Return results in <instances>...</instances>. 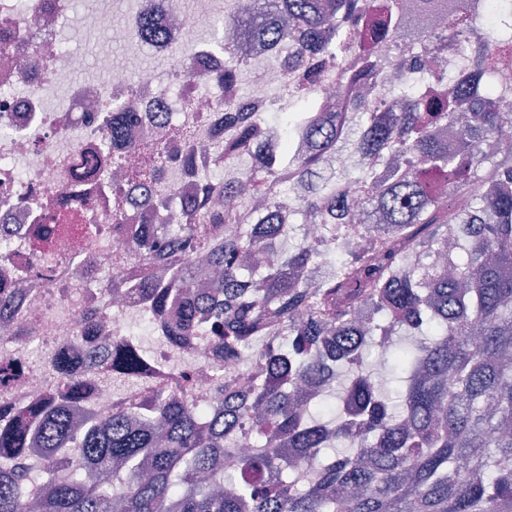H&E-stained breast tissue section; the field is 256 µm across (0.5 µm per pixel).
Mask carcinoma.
Instances as JSON below:
<instances>
[{"instance_id":"cac0c4a2","label":"carcinoma","mask_w":512,"mask_h":512,"mask_svg":"<svg viewBox=\"0 0 512 512\" xmlns=\"http://www.w3.org/2000/svg\"><path fill=\"white\" fill-rule=\"evenodd\" d=\"M234 0L217 20L224 40L222 78H240L238 43L255 39L271 54L288 47L296 65L320 62L341 86L368 82L379 53L421 52L445 61L463 35V57L485 80L477 98L456 77L439 72L423 94L417 82L393 87L397 112H377L355 98L344 113L323 112L308 93L285 114L283 147L253 154L265 113L236 112L226 131L224 171L209 191L231 205L205 208L196 224H141L112 257L118 272L131 259L166 266L173 289L143 283L147 317L166 318L167 344L188 339L195 314L208 307V332L224 360L264 364L251 389L223 376L222 413L209 417L192 403L151 395L119 407L109 419L91 415L75 436L70 409L87 384L60 355L37 357L57 387L27 408L8 412L0 394V512H27L22 496L26 452L44 450V469L71 456L105 483L54 476L40 486V512H512V153L483 142L512 136V0ZM140 41L162 37L158 19H136ZM136 121L116 109L112 141ZM299 133L308 149L291 147ZM144 163L129 184L154 202L169 197L156 179L173 161L157 143H141ZM338 152L358 159L356 172L333 166ZM122 185L112 186L113 228L125 221ZM463 195L470 206L455 210ZM77 217H58L56 231L88 234ZM323 228L310 237L306 225ZM364 224V243L348 239ZM53 234L33 245L49 279ZM277 249L279 264L263 272L242 254ZM204 253L223 278L201 289L192 258ZM411 337V348L382 350L399 368L403 387L392 405L367 350L378 334ZM109 360L112 380H146L145 353L120 340ZM348 385L337 414L313 415L330 391L311 400L306 382ZM244 433L234 451L224 441ZM288 438L284 454L274 440Z\"/></svg>"}]
</instances>
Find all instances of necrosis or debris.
Segmentation results:
<instances>
[{
  "label": "necrosis or debris",
  "instance_id": "1",
  "mask_svg": "<svg viewBox=\"0 0 512 512\" xmlns=\"http://www.w3.org/2000/svg\"><path fill=\"white\" fill-rule=\"evenodd\" d=\"M169 4L175 18L163 38L142 44V52L164 58V70L141 66L131 70L115 64L111 54H100L94 65L82 55L62 50L58 31L66 17L68 0H0V239L12 250L28 245L30 229L41 216L73 207L79 223L93 227L94 236L65 237L54 264L52 279L15 267L0 278V287L14 297L0 314V340H10L0 353V367L33 352L67 353L75 373L96 379L92 409L98 418L128 403L139 386L118 395L104 383L112 339L125 335L141 319L144 304L132 290L144 280L148 263L132 260L120 274L112 272V254L124 242L112 231V191L117 167L106 164L94 178L84 175L82 161L89 150L112 140L115 104L132 105L140 121L131 139L165 136L169 151L191 154L202 172L224 168L218 143L224 140L227 87L217 76L224 69V53L201 48L193 69L180 65L173 51L199 46L202 29L224 14V0H139L140 10ZM262 45L246 44L242 60L250 69L251 92L241 99L246 112H267L271 87L294 70V54H280L276 64H264ZM68 86V100L46 106L43 94L54 86ZM180 127L195 130L194 152H187L174 135ZM163 184L175 196L168 208L144 205L126 195L128 217L146 224H194L199 213L186 199L199 195L200 180L184 176L179 165L161 173ZM155 369L148 386L168 397L187 398L220 410L213 378L222 359L207 336L196 333L181 345L149 347ZM55 381L43 374L22 371L14 379L0 375V392L15 405L47 395Z\"/></svg>",
  "mask_w": 512,
  "mask_h": 512
}]
</instances>
